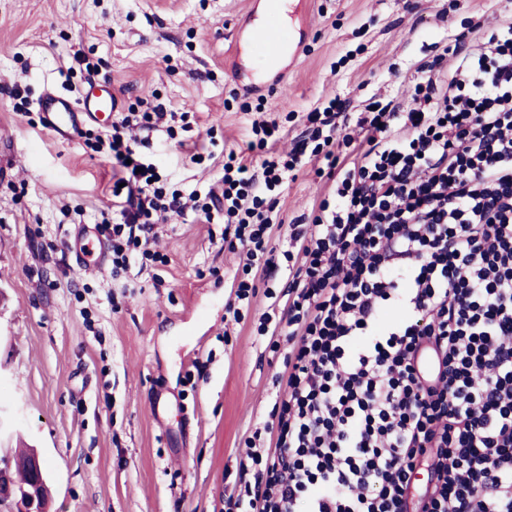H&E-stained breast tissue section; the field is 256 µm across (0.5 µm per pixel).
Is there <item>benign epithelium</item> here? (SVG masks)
Masks as SVG:
<instances>
[{"label":"benign epithelium","mask_w":512,"mask_h":512,"mask_svg":"<svg viewBox=\"0 0 512 512\" xmlns=\"http://www.w3.org/2000/svg\"><path fill=\"white\" fill-rule=\"evenodd\" d=\"M23 468L31 476L30 485L19 489L8 480L14 468ZM46 494L45 470L40 457L29 454L23 458H0V508L6 512H42Z\"/></svg>","instance_id":"1"}]
</instances>
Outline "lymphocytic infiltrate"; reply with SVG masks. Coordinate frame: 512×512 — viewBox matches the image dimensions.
<instances>
[{
	"mask_svg": "<svg viewBox=\"0 0 512 512\" xmlns=\"http://www.w3.org/2000/svg\"><path fill=\"white\" fill-rule=\"evenodd\" d=\"M160 102L82 131L112 165L119 208L99 230L113 270L156 259L154 228L185 212L224 225L244 276L227 311L241 320L254 275L280 277L257 332L288 343L287 375L247 439L236 505L246 512H408L410 476L431 461L420 512H512V22L429 74L409 103L338 99L307 115L285 155L276 120L253 121V165L228 155L217 189L169 190L150 132L176 138ZM356 122L365 137L353 143ZM349 154L336 152L340 145ZM325 159L332 184L310 223L277 250V195L290 172ZM402 310L395 321L388 308ZM431 345L423 375L415 355Z\"/></svg>",
	"mask_w": 512,
	"mask_h": 512,
	"instance_id": "1",
	"label": "lymphocytic infiltrate"
}]
</instances>
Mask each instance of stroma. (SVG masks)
I'll return each instance as SVG.
<instances>
[{"mask_svg":"<svg viewBox=\"0 0 512 512\" xmlns=\"http://www.w3.org/2000/svg\"><path fill=\"white\" fill-rule=\"evenodd\" d=\"M250 2L0 0V458L38 451L46 512H224L285 366L257 333L268 281L245 319L225 321L242 268L223 225H160L163 263L117 277L61 255L75 225L111 210L112 165L41 125L42 90L76 94L85 74L63 71L81 55L126 104L154 94L187 113L212 161L190 163L162 131L150 160L169 189H205L229 152L246 154L253 120L280 121L276 148L289 149L329 99L354 114L403 99L418 69L451 75L456 41L512 20V0H299L310 27L288 93L247 95L224 53ZM330 184L322 159L289 178L278 249Z\"/></svg>","mask_w":512,"mask_h":512,"instance_id":"obj_1","label":"stroma"}]
</instances>
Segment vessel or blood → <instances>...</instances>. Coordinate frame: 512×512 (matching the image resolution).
Returning <instances> with one entry per match:
<instances>
[{
	"instance_id": "b4317fda",
	"label": "vessel or blood",
	"mask_w": 512,
	"mask_h": 512,
	"mask_svg": "<svg viewBox=\"0 0 512 512\" xmlns=\"http://www.w3.org/2000/svg\"><path fill=\"white\" fill-rule=\"evenodd\" d=\"M252 5L261 9L262 19L244 21L235 40L248 47L265 72L282 78L300 54L304 27L291 20L289 0H253ZM123 106V96L108 80L89 83L75 97L50 87L38 99L45 128L69 142L77 140L86 126L102 123L104 116L122 111ZM65 249L82 269L99 270L107 264L106 244L93 225H77Z\"/></svg>"
}]
</instances>
